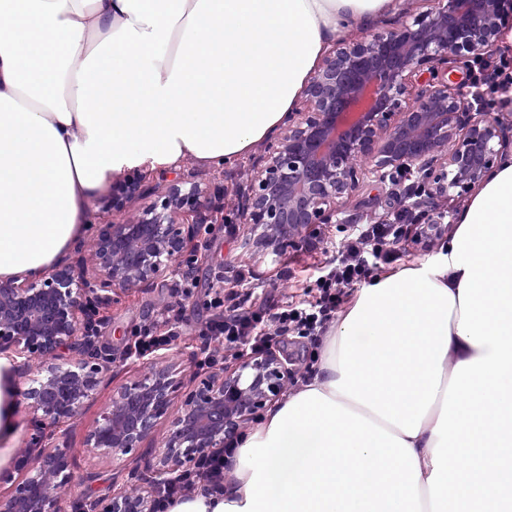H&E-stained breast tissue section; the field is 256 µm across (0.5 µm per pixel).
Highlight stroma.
<instances>
[{
	"mask_svg": "<svg viewBox=\"0 0 512 512\" xmlns=\"http://www.w3.org/2000/svg\"><path fill=\"white\" fill-rule=\"evenodd\" d=\"M391 201L387 184L381 183L374 175H366L360 191L337 208L338 220L331 226L333 234L342 235L345 225L380 216L389 208ZM262 232V227L250 224L244 234L234 241H227L221 235L216 236L211 250L198 261L201 286L215 282L218 274L243 261L252 266L264 289L275 288L276 283L270 270L271 253L256 244ZM167 299V287L144 288L130 291L111 304L98 308L95 320L100 332L99 340L103 345L111 347L114 363L104 373L95 401L77 421L49 424L17 393L16 387L22 377H36L42 366L40 358L34 357L27 361L24 371L14 370L0 376V387L5 390L4 395L0 396V404L12 409L11 432L7 438L0 440V469L5 472L4 478L0 479V497L10 495L22 480V472L13 469L10 460L22 442L33 436L39 437L46 448L55 447L62 439L67 442L71 471L77 483L65 491L66 512H75V505L84 504L87 493L105 489L109 484H135V472L157 461L161 449L152 441L147 447L131 454L125 470L113 471L109 459L87 448L86 435L109 405L113 395L124 385L140 378L148 368L160 367L174 371L182 380V389L186 392L204 380V373L197 370L192 360L195 342L190 336L180 337L173 352L160 356L138 360L127 354V336L131 329Z\"/></svg>",
	"mask_w": 512,
	"mask_h": 512,
	"instance_id": "stroma-1",
	"label": "stroma"
}]
</instances>
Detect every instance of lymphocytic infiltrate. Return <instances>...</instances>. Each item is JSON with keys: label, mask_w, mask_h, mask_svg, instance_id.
Wrapping results in <instances>:
<instances>
[{"label": "lymphocytic infiltrate", "mask_w": 512, "mask_h": 512, "mask_svg": "<svg viewBox=\"0 0 512 512\" xmlns=\"http://www.w3.org/2000/svg\"><path fill=\"white\" fill-rule=\"evenodd\" d=\"M477 73L484 110L504 108L512 100V57L478 64ZM214 231V225H201L199 239L169 288V302L134 330L129 355L146 358L173 348L186 303L198 287L199 257L210 250ZM410 243L425 251L443 247L444 230L426 206L410 207L400 200L379 220L348 225L341 239L316 225L292 239L290 251L276 252L272 268L281 281H294L295 292L275 295L258 290L251 266L238 263L210 299L209 316L192 330L198 342V370L225 364L246 351L259 358L284 338H298L303 352L287 382L288 392L297 391L316 372L327 333L354 292L378 272L405 261ZM246 434V427H239L225 437L222 451L198 458L178 476L160 481L152 494L151 512H169L173 501L196 493L220 495L232 479L230 464Z\"/></svg>", "instance_id": "f902f5d3"}]
</instances>
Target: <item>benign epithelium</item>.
Listing matches in <instances>:
<instances>
[{
    "label": "benign epithelium",
    "instance_id": "1",
    "mask_svg": "<svg viewBox=\"0 0 512 512\" xmlns=\"http://www.w3.org/2000/svg\"><path fill=\"white\" fill-rule=\"evenodd\" d=\"M512 24V0H415L398 20L379 19L357 39L334 42L302 91L298 110L265 146L259 162L237 174L243 191L237 221L263 227L260 244L330 224L337 206L359 191L366 173L420 176L428 198L468 189L496 167V145H512V125L478 107L482 89L454 78L497 45ZM123 209L110 233L78 247L80 261L49 273L0 282V353L11 348L43 359L42 378L22 390L48 422L78 420L94 400L112 349L90 334L94 308L134 289L154 287L180 265L199 224L224 223L201 182H125ZM288 363L275 353L245 359L201 383L183 401L161 439L153 485L224 447L242 419L286 393ZM164 369L122 387L89 431L87 446L120 468L154 438L174 399ZM72 482L65 449L49 448L0 512H62ZM150 489L121 487L88 498L91 512H147Z\"/></svg>",
    "mask_w": 512,
    "mask_h": 512
}]
</instances>
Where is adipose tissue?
<instances>
[{"mask_svg":"<svg viewBox=\"0 0 512 512\" xmlns=\"http://www.w3.org/2000/svg\"><path fill=\"white\" fill-rule=\"evenodd\" d=\"M400 0H0V281L49 271L131 169L285 122L336 37ZM170 512H512V156L448 243L359 288L318 370Z\"/></svg>","mask_w":512,"mask_h":512,"instance_id":"obj_1","label":"adipose tissue"}]
</instances>
